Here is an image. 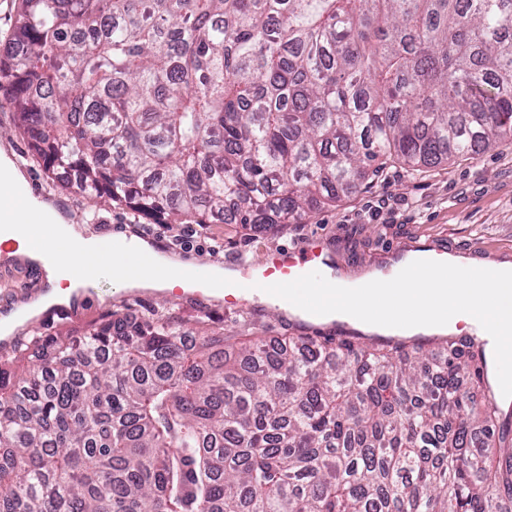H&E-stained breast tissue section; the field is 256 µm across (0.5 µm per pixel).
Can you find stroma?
<instances>
[{
	"label": "stroma",
	"instance_id": "1",
	"mask_svg": "<svg viewBox=\"0 0 512 512\" xmlns=\"http://www.w3.org/2000/svg\"><path fill=\"white\" fill-rule=\"evenodd\" d=\"M9 99L8 87L0 83V149L18 161L24 175L35 177L45 198L69 204L79 224L99 228L104 235L123 224L143 225L145 233L164 239L178 232V225L142 219L125 206L95 203L76 181L62 183L48 177L33 158ZM194 231L193 253L218 264L237 256L257 263L271 247L299 245L320 237L334 250L337 272L351 277L402 247L429 246L457 256L468 254L476 242L481 257L512 259V140L483 155L453 157L413 173L397 164L387 166L360 192L279 233L220 222L195 225ZM217 242L223 244V252L210 254V245ZM115 313L174 316L188 328L207 332L275 336L296 330L295 324L284 322L271 307L255 313L221 306L199 309L171 293L113 287L111 276L104 273L86 291L79 317L53 314L39 322L20 323L18 333L28 341L80 334Z\"/></svg>",
	"mask_w": 512,
	"mask_h": 512
}]
</instances>
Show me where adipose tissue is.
Returning <instances> with one entry per match:
<instances>
[{
    "instance_id": "1",
    "label": "adipose tissue",
    "mask_w": 512,
    "mask_h": 512,
    "mask_svg": "<svg viewBox=\"0 0 512 512\" xmlns=\"http://www.w3.org/2000/svg\"><path fill=\"white\" fill-rule=\"evenodd\" d=\"M56 247L33 246L30 226L23 214H16L12 223L0 224V238L15 240L20 251L40 261L47 272L50 290L46 303H64L77 288L89 284L100 271L102 255L127 252L130 243L125 234L98 236L56 217L52 226ZM149 262L138 272L127 274L113 270L112 281L119 288L149 287L161 291L187 289L192 280L184 265L169 264L161 254L152 252Z\"/></svg>"
}]
</instances>
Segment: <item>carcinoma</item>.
I'll use <instances>...</instances> for the list:
<instances>
[{
  "mask_svg": "<svg viewBox=\"0 0 512 512\" xmlns=\"http://www.w3.org/2000/svg\"><path fill=\"white\" fill-rule=\"evenodd\" d=\"M31 152L170 224L280 232L512 139V0H18ZM0 366V512H512V412L444 339L112 315Z\"/></svg>",
  "mask_w": 512,
  "mask_h": 512,
  "instance_id": "1",
  "label": "carcinoma"
}]
</instances>
